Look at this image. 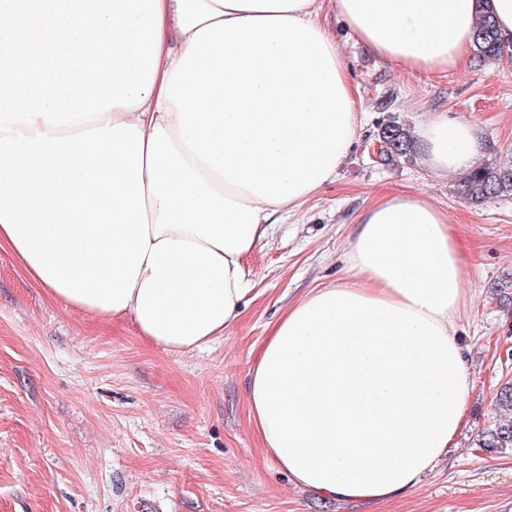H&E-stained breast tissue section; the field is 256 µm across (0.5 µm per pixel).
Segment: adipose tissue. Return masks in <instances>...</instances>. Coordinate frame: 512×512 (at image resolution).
<instances>
[{
    "label": "adipose tissue",
    "mask_w": 512,
    "mask_h": 512,
    "mask_svg": "<svg viewBox=\"0 0 512 512\" xmlns=\"http://www.w3.org/2000/svg\"><path fill=\"white\" fill-rule=\"evenodd\" d=\"M337 13L405 70L464 65L477 19L512 34V0H160L161 39L144 101L107 111L144 135L150 246L128 319L173 354L200 349L241 315L244 259L278 214L336 178L360 123ZM414 140L440 174L469 167L478 126L433 112ZM344 275L290 304L250 369L248 419L297 485L385 503L453 447L474 381L455 318L468 271L447 214L422 193L387 192L358 218Z\"/></svg>",
    "instance_id": "ef3b65f1"
}]
</instances>
